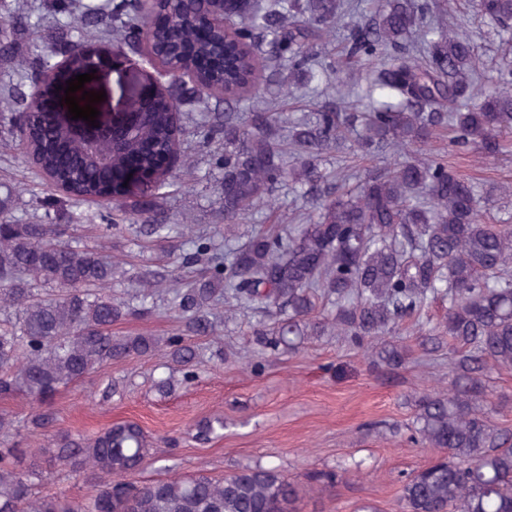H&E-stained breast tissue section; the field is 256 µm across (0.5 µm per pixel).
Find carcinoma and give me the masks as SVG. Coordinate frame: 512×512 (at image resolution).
Listing matches in <instances>:
<instances>
[{"instance_id":"obj_1","label":"carcinoma","mask_w":512,"mask_h":512,"mask_svg":"<svg viewBox=\"0 0 512 512\" xmlns=\"http://www.w3.org/2000/svg\"><path fill=\"white\" fill-rule=\"evenodd\" d=\"M497 36L512 28V0H475ZM224 0H181L171 23L154 25L141 0H0V147L18 141L24 153L64 195L36 201L54 216L19 224L14 191L0 198V396H23L38 409L32 427L53 430L52 447L33 454L13 441L0 446V512H297L300 489L274 463L242 466L222 479L205 472L166 480L137 476L161 458L135 422L112 424L93 437L54 429L51 400L59 389L100 367L163 347L175 370L155 381L161 395L196 378L224 314L251 310L265 320L252 327L261 352L296 353L309 336L334 331L375 364L408 359L396 336L415 321L421 344L448 339L453 381L414 400L410 439L440 454L432 465L400 480L397 512H512V436L491 419L497 405L485 378L512 367V224H488L475 182L431 157L416 158L449 129L454 144L491 161L512 131V56L502 57L495 83L479 80L471 38L428 22L430 0H375L371 19L355 0H237L235 26L201 33L205 17ZM342 32L339 55L370 65L362 109L323 93L314 112L293 117L259 101V78L282 60L277 88L299 77L330 78L322 59L328 36ZM123 50L183 49L170 90L148 103L137 99L136 123L119 145L81 141L58 115L67 81L93 63L94 43ZM62 89H57V86ZM252 104L249 122L240 106ZM52 119L54 147L14 124L20 114ZM179 112H202L203 140L224 153L215 190L220 222L237 224L276 188L312 204L288 232L256 230L242 243H200L191 226L169 223L164 210L132 206L123 187L129 158L137 157L145 191L162 199L186 129ZM357 134L356 151L385 153L393 165L364 175L334 177L325 155ZM73 199L102 208L104 224L139 225L192 248L179 255L192 270L165 291L173 336H117L112 324L155 311L156 289L112 296L117 262L63 239L58 222L74 223ZM448 302V317L431 334L421 311ZM224 429L219 418L194 425L208 441ZM95 487L84 500L42 494L55 467ZM343 470L310 479L333 488Z\"/></svg>"}]
</instances>
